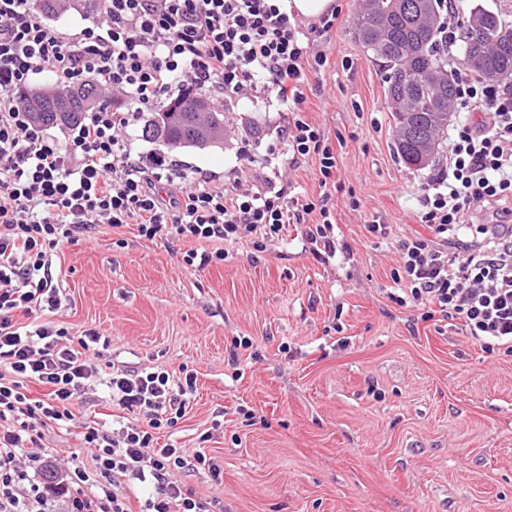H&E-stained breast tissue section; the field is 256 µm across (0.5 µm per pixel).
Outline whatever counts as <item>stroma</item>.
<instances>
[{
	"instance_id": "stroma-1",
	"label": "stroma",
	"mask_w": 512,
	"mask_h": 512,
	"mask_svg": "<svg viewBox=\"0 0 512 512\" xmlns=\"http://www.w3.org/2000/svg\"><path fill=\"white\" fill-rule=\"evenodd\" d=\"M359 2L340 0L339 27L315 41L329 63L306 107L343 138L331 203L348 252L318 259L291 224L265 252L236 247L198 270L182 260L188 243L103 226L58 251L64 292L49 319L110 337L105 359L128 367L196 370L173 439L216 457L224 475L179 479L224 512H512V356L414 322L388 297L396 239L427 232L418 189L430 171L397 158L382 68L352 33ZM286 117L274 100L240 103L221 142L173 155L184 172L227 173L241 148L264 155ZM281 172L286 196L319 194L315 160ZM373 219L391 225L390 240L365 238ZM236 336L257 356L232 367Z\"/></svg>"
}]
</instances>
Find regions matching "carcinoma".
Segmentation results:
<instances>
[{
  "instance_id": "obj_1",
  "label": "carcinoma",
  "mask_w": 512,
  "mask_h": 512,
  "mask_svg": "<svg viewBox=\"0 0 512 512\" xmlns=\"http://www.w3.org/2000/svg\"><path fill=\"white\" fill-rule=\"evenodd\" d=\"M439 0H365L355 14V38L384 71L385 95L393 105L397 156L409 167L424 169L422 152L439 143L454 111L458 72L448 68L437 41V26L423 25L426 12H437ZM479 23L466 25L463 54L477 45L489 49V63L499 82L512 85V25L499 14L483 9L470 12ZM35 123L45 127L73 125L102 103L105 95L96 84L60 93L50 87L19 94ZM224 133V113L193 110L185 98L169 100L144 125L142 136L167 149L201 147Z\"/></svg>"
}]
</instances>
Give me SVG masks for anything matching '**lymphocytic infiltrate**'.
<instances>
[{
  "mask_svg": "<svg viewBox=\"0 0 512 512\" xmlns=\"http://www.w3.org/2000/svg\"><path fill=\"white\" fill-rule=\"evenodd\" d=\"M32 2L0 0V512H49L56 496L70 512H133L135 484L148 491L142 512H211L176 475L204 470L220 480L218 460L159 441L185 417L196 371L94 362L90 350L109 347V337L76 338L41 319L61 305L53 259L103 224L188 242L191 267L222 263L234 245L265 252L291 224L314 255L335 256L336 153L306 119L304 89L327 62L314 40L335 27L340 10L305 23L288 0H92L89 23L66 31L40 19ZM36 75L71 90L92 78L119 100L50 136L15 96ZM201 92L227 110L260 94L286 106L287 122L264 157L241 152L244 168L266 169L264 186L246 185L244 168L223 178L181 173L161 150L133 157L123 135L132 118ZM456 110L448 162L419 189L428 233L398 239L390 297L416 307L421 320L440 318L511 355L512 87L460 70ZM283 155L292 164L317 160V197L278 189ZM20 311L29 323L16 321ZM31 382L44 397H31ZM95 384L127 421L110 433L85 425L89 462L60 466L44 430L72 423ZM54 469L51 491L40 480Z\"/></svg>",
  "mask_w": 512,
  "mask_h": 512,
  "instance_id": "lymphocytic-infiltrate-1",
  "label": "lymphocytic infiltrate"
}]
</instances>
